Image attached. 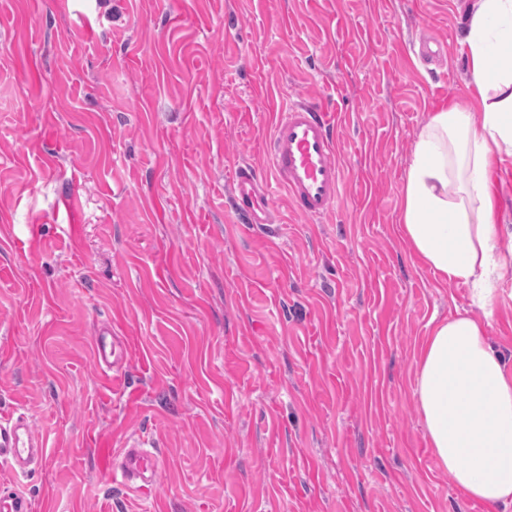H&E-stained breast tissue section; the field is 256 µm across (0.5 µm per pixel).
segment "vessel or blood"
<instances>
[{
	"label": "vessel or blood",
	"mask_w": 512,
	"mask_h": 512,
	"mask_svg": "<svg viewBox=\"0 0 512 512\" xmlns=\"http://www.w3.org/2000/svg\"><path fill=\"white\" fill-rule=\"evenodd\" d=\"M333 130V113L317 100L300 98L279 110L266 146L269 171L244 163L231 181L233 207L244 223L258 234H271L276 220L274 201L281 190L294 211L312 222L321 221L338 207L343 171L334 156ZM46 447L28 416L0 414V464L14 474H28ZM159 470L157 454L136 442L124 449L120 465L111 467L110 474L151 488Z\"/></svg>",
	"instance_id": "b4317fda"
}]
</instances>
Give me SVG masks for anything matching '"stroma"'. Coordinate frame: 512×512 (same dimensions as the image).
<instances>
[{
    "instance_id": "obj_1",
    "label": "stroma",
    "mask_w": 512,
    "mask_h": 512,
    "mask_svg": "<svg viewBox=\"0 0 512 512\" xmlns=\"http://www.w3.org/2000/svg\"><path fill=\"white\" fill-rule=\"evenodd\" d=\"M466 3L0 0V412L48 442L0 488L33 512H493L413 397L432 319L482 311L398 220L418 132L469 100ZM300 97L335 115L343 195L320 223L278 195L268 239L227 188ZM497 253L488 334L512 353V238ZM136 439L149 499L108 476Z\"/></svg>"
}]
</instances>
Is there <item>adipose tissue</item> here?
Instances as JSON below:
<instances>
[{
  "label": "adipose tissue",
  "instance_id": "1",
  "mask_svg": "<svg viewBox=\"0 0 512 512\" xmlns=\"http://www.w3.org/2000/svg\"><path fill=\"white\" fill-rule=\"evenodd\" d=\"M459 41L476 112L451 105L419 131L400 191V230L440 281L465 286L491 313L506 225L489 172L512 157V0H470ZM414 398L439 464L468 499L512 504V366L486 321L470 312L436 323L415 360Z\"/></svg>",
  "mask_w": 512,
  "mask_h": 512
}]
</instances>
